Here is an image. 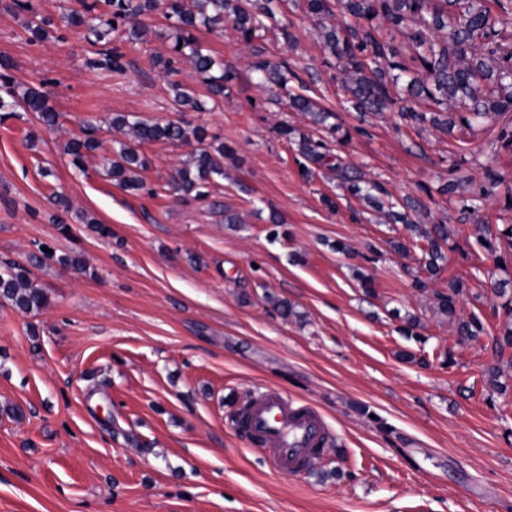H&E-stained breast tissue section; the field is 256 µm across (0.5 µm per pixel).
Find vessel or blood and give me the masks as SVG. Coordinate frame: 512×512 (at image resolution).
I'll return each mask as SVG.
<instances>
[{"instance_id":"1","label":"vessel or blood","mask_w":512,"mask_h":512,"mask_svg":"<svg viewBox=\"0 0 512 512\" xmlns=\"http://www.w3.org/2000/svg\"><path fill=\"white\" fill-rule=\"evenodd\" d=\"M241 421L275 472L304 470L325 450L324 420L313 407L295 403L282 391L257 393L242 411Z\"/></svg>"}]
</instances>
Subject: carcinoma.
<instances>
[{
  "label": "carcinoma",
  "mask_w": 512,
  "mask_h": 512,
  "mask_svg": "<svg viewBox=\"0 0 512 512\" xmlns=\"http://www.w3.org/2000/svg\"><path fill=\"white\" fill-rule=\"evenodd\" d=\"M79 8L60 16L59 22L38 13L33 0H7L4 10L27 15L25 31L33 40H45L61 25L83 26L100 44L97 57L86 61L95 70L113 73L125 71V54L119 43L126 39L140 41L148 28L142 18L162 11L168 21L165 37L170 41V55L158 57L155 64L167 76L179 72L177 64L188 61L209 91L208 100H200L191 88L169 81L174 112H208L224 98V88L235 74L209 54L194 30L202 25L214 30L229 20L247 44L264 37L268 20H276L283 0H77ZM302 3L307 15L322 30L324 49L337 60L336 80L357 112L381 113L399 107L398 116L409 127L432 125L446 130L466 129L479 118L495 121L512 112V0H294ZM409 39L407 49L396 43L398 36ZM259 84L273 85L288 98L292 111L307 116L314 125L335 134L340 127L327 124L332 113L304 94H294L290 82L295 72L286 60L253 65ZM10 64L0 61V111L20 108L34 112L46 126H54L58 115L49 105L46 92L27 87L16 91ZM112 128L127 135L117 141L109 173L119 187L127 191L143 188L140 171L148 166L140 153L147 143L162 141L177 146H192L191 162L176 170L169 186L183 195L203 199L212 181L224 177V158L234 149L208 139L201 125L190 127L179 119L148 122L136 116L118 114ZM279 136L293 142L306 161L337 173L341 187L365 201L389 223H402L428 242L419 260L422 273L415 276L414 287L426 288V281L437 275L446 260L443 245L458 233L448 224H417L411 219L425 209L419 199H403L400 209L381 198L378 182L344 164L332 153L329 141L299 133L286 122L277 127ZM100 148L96 128L87 123L83 136L72 140L67 153L72 164L82 171L85 153ZM486 183L479 186L463 210L475 209L476 202L492 195L497 174L486 170ZM512 246V233L477 225L475 241L485 253L500 260L501 239ZM468 292L463 278L448 280V291L435 293L433 308L455 324L456 332L472 341L484 333L483 323L473 314L456 319V305ZM0 300L8 301L22 312H38L48 304V296L32 281L31 270L21 264H7L0 269ZM506 320L497 339L499 348L512 347V301L502 304Z\"/></svg>",
  "instance_id": "cac0c4a2"
}]
</instances>
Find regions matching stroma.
Masks as SVG:
<instances>
[{"instance_id":"stroma-1","label":"stroma","mask_w":512,"mask_h":512,"mask_svg":"<svg viewBox=\"0 0 512 512\" xmlns=\"http://www.w3.org/2000/svg\"><path fill=\"white\" fill-rule=\"evenodd\" d=\"M280 20L295 47L275 30L245 46L229 23L199 36L235 78L213 111L183 118L235 155L198 200L168 186L184 147L144 145V190L107 174L113 115L173 116L153 64L169 53L162 13L146 17L145 41L123 43L126 70L115 74L86 67L97 46L85 28L32 41L23 16L0 8V58L59 114L48 128L33 113L0 112V263L39 255L32 280L49 301L24 313L0 300V512H512V349L494 352L505 320L495 289L512 279V248L496 263L472 236L478 224L512 225V151L489 122L449 135L394 111L355 112L312 20L290 4ZM283 58L348 131L332 142L345 162L392 201L421 198L419 223L457 228L425 292L411 286L425 240L346 195L327 168L302 176L276 126L317 128L274 102L252 70ZM88 122L102 146L80 171L66 146ZM489 168L501 179L491 200L463 213ZM451 177L462 188L448 197L440 188ZM60 197L69 210L54 224ZM222 204L243 223L226 224ZM73 255L84 269L61 264ZM454 277L471 287L457 314L481 317L479 340L432 307ZM273 297L294 315L282 318ZM407 312L420 340L400 332ZM265 388L324 416L330 450L309 469L270 470L237 426L238 408Z\"/></svg>"}]
</instances>
